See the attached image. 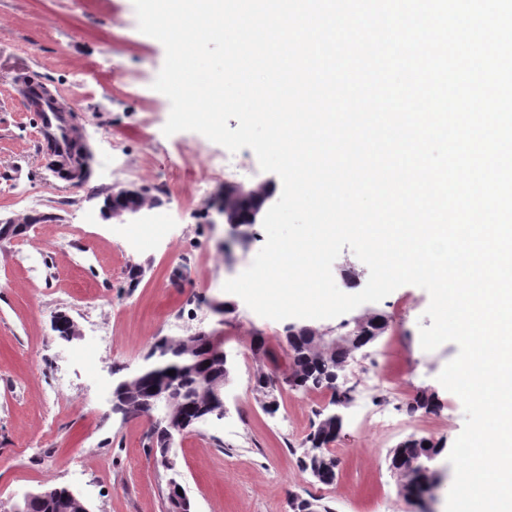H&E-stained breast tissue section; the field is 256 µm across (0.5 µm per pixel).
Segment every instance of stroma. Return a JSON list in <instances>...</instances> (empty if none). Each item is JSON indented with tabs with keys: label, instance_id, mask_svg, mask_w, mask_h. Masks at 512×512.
<instances>
[{
	"label": "stroma",
	"instance_id": "stroma-1",
	"mask_svg": "<svg viewBox=\"0 0 512 512\" xmlns=\"http://www.w3.org/2000/svg\"><path fill=\"white\" fill-rule=\"evenodd\" d=\"M165 49L141 33L133 0H0V217L28 223L0 240V502H19L44 486L69 489L90 512H164L177 477L194 512H291L308 490L333 512H416L398 493L388 453L408 438L452 446L465 423L460 398L438 381L459 351L420 345L428 293L404 285L371 306L386 331L357 351L341 379L354 389L340 437L336 480L323 485L298 466L304 442L328 401L325 391L280 386L267 413L253 390L258 370L278 375L290 358L280 321L243 300L219 315L225 279L249 266L266 241L233 247L217 207L225 180L212 158L229 156L237 183L270 180L250 149L225 154L200 133L165 136L170 102L152 84ZM52 90L93 153L92 176L76 187L48 166L41 118L22 97L23 81ZM167 177L168 221L147 211L127 223L103 216L116 183L158 196ZM71 318L77 338L54 330ZM194 331L224 337L231 368L223 421L184 435L176 474L154 462L146 417L112 411V370L142 364L150 345L170 336L171 316ZM108 341H101V334ZM383 363L401 391L362 397L367 368ZM414 427L385 432L361 420L362 406L405 412L421 394Z\"/></svg>",
	"mask_w": 512,
	"mask_h": 512
}]
</instances>
